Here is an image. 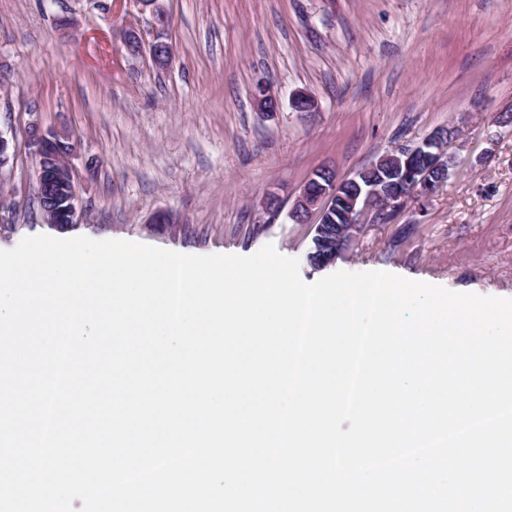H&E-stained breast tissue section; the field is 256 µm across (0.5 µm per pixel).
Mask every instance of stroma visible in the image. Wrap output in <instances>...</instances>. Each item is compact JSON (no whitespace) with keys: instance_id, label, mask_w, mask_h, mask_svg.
Listing matches in <instances>:
<instances>
[{"instance_id":"stroma-1","label":"stroma","mask_w":512,"mask_h":512,"mask_svg":"<svg viewBox=\"0 0 512 512\" xmlns=\"http://www.w3.org/2000/svg\"><path fill=\"white\" fill-rule=\"evenodd\" d=\"M167 20L159 22L155 8ZM0 0V135L19 147L0 187L22 206L0 248L55 235L25 149L33 123L75 143L72 236L188 255L273 245L313 283L379 270L512 298V0ZM70 18V28L59 25ZM142 41L130 55L123 34ZM162 39L174 57L154 64ZM277 96L257 112L254 89ZM317 100L297 112L295 93ZM456 166L427 199L367 222L334 263L307 259L313 223L289 213L309 176L337 177L443 127ZM276 203L266 207L264 195ZM165 214L169 223H157Z\"/></svg>"}]
</instances>
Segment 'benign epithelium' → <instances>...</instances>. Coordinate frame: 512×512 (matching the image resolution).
<instances>
[{"instance_id":"obj_1","label":"benign epithelium","mask_w":512,"mask_h":512,"mask_svg":"<svg viewBox=\"0 0 512 512\" xmlns=\"http://www.w3.org/2000/svg\"><path fill=\"white\" fill-rule=\"evenodd\" d=\"M150 53L159 67L166 66L171 57V47L162 41L155 42ZM254 100L258 112L269 115L278 108V101L265 84L257 85ZM454 130L444 128L424 138L420 143L401 146L382 156L379 162L392 160L394 164L384 169L378 185L363 194L362 214H347V223L360 224L363 215L398 209L409 197H430L448 180V140ZM26 145L36 161V196L41 217L58 227L74 223L78 211V196L74 171L69 157L74 153L71 136L53 128L43 129L31 124L26 131ZM343 181L335 172L320 169L311 175L292 210V219L303 223L313 210H318L313 242L318 253L332 263L343 249L346 229L336 223L334 212L344 204L340 193Z\"/></svg>"}]
</instances>
